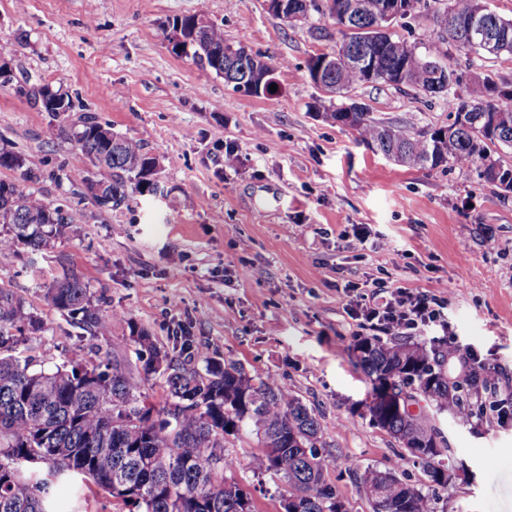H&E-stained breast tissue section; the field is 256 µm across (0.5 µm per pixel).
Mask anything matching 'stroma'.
<instances>
[{
    "label": "stroma",
    "instance_id": "stroma-1",
    "mask_svg": "<svg viewBox=\"0 0 512 512\" xmlns=\"http://www.w3.org/2000/svg\"><path fill=\"white\" fill-rule=\"evenodd\" d=\"M198 13L271 58L275 92L236 91L173 52L169 22ZM340 40L331 18L292 24L264 0H0V54L15 74L0 86V144L26 159L24 170L0 169V179L83 214L43 250L22 245L0 257V283L42 320L31 353L45 367L91 347L43 297L45 283L73 272L104 311L122 314L101 345L132 370L141 364L131 320L165 349L186 331L248 372L280 379L318 417L324 478L348 512H373L354 478L365 467L425 483L365 413L372 383L350 348L377 332L348 311L378 285L437 295L445 326L412 332L408 342L456 341L497 374L496 392L474 396L470 425L420 403L464 471L436 489L437 510L512 512V418L498 421L494 409L512 406V192L474 167L397 165L323 120L326 96L305 65ZM450 62L462 89L484 74L512 84L510 56L455 50ZM35 85L72 98L67 124L92 116L139 141L159 162L160 195L117 211L96 205L70 178L87 166L85 155L36 104ZM353 97L393 125L452 121L443 99L412 90L364 85ZM224 444L236 459L228 477L250 492L254 512H281L283 482L251 472L255 436Z\"/></svg>",
    "mask_w": 512,
    "mask_h": 512
}]
</instances>
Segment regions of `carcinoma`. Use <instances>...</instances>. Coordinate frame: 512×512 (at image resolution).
Listing matches in <instances>:
<instances>
[{"mask_svg": "<svg viewBox=\"0 0 512 512\" xmlns=\"http://www.w3.org/2000/svg\"><path fill=\"white\" fill-rule=\"evenodd\" d=\"M328 15L354 30L341 31L346 51L333 50L336 65L319 88L329 95L324 118L349 127L356 137L399 165L421 168L450 163L480 169V175L512 192V167L492 158L499 148H512V97L502 98L487 75L462 95L457 89L442 93L453 121L430 130L385 124L368 108L341 112L336 95H348L369 83L355 63V55L369 49L379 55L385 77L379 84L397 90L410 88L433 95V78L426 61L446 70L452 44L462 48L465 38L448 19L462 22L480 8L482 0H448L436 15L426 53L418 45L393 33L369 30L374 12L387 0H331ZM490 28L508 34L500 53L512 56V19L497 14ZM182 38V55L197 66L224 78L251 95L270 93L274 76L262 56L224 38V28L197 26L196 16L172 23ZM42 111L52 112L57 102L72 98L49 86L39 91ZM476 108L463 112L464 102ZM66 138L90 160L92 168L74 177L86 185L100 207L118 209L139 194H154L156 158L137 140L92 118L78 129L60 126ZM25 158L0 147V168L19 170ZM82 221L73 208L51 204L20 185L0 180V253L26 245L33 251L64 236ZM45 298L61 315L92 337L112 331L113 316L104 313L87 283L72 274L45 286ZM139 345L143 377L132 376L125 363L109 352L92 359L76 355L52 369L33 356L17 355L29 335L41 331V321L12 289L0 285V512H58L55 491L81 479L129 506V512H253L247 494L226 479L234 460L225 452L224 439L242 429L255 435L260 451L253 456L256 475L273 473L287 487L284 512H346L336 490L324 480L325 458L321 423L312 409L272 375L250 374L236 362L226 361L191 336H179L177 353L162 351L148 332L128 323ZM358 365L373 385L368 405L372 421L387 431L422 469L428 483L448 485L443 440L427 414L392 410L382 391L409 389L406 399L421 396L457 419L468 410L469 399L484 387V374L476 371L465 383H449L442 371L444 350L420 343L385 344L375 338L359 340L353 348ZM199 359L200 373L186 367ZM163 378L167 396L157 408L146 404L141 383ZM182 407L178 415L174 407ZM9 449L4 457L1 449ZM37 454L49 473L32 475L17 460ZM223 457L215 467V455ZM373 505V512H435L432 499L401 479L396 469L366 468L356 475Z\"/></svg>", "mask_w": 512, "mask_h": 512, "instance_id": "obj_1", "label": "carcinoma"}]
</instances>
